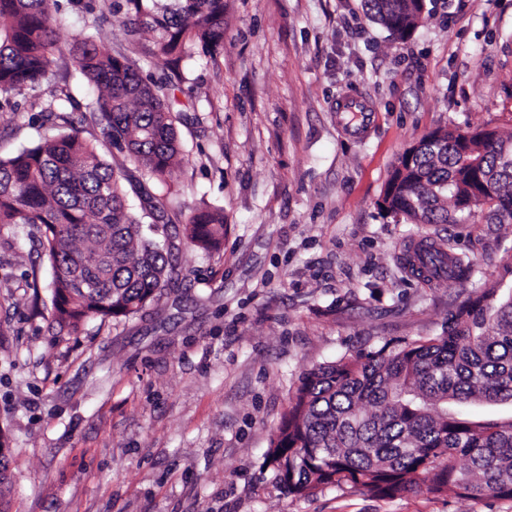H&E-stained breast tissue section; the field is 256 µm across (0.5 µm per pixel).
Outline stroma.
<instances>
[{
	"instance_id": "1",
	"label": "stroma",
	"mask_w": 512,
	"mask_h": 512,
	"mask_svg": "<svg viewBox=\"0 0 512 512\" xmlns=\"http://www.w3.org/2000/svg\"><path fill=\"white\" fill-rule=\"evenodd\" d=\"M96 0L99 33L159 73L134 15ZM409 39L364 0H224L215 57L187 46L183 160L152 191L172 224L224 211V245L181 246L142 311L54 320L37 241L0 224V512H512V500L350 484L296 497L264 463L312 366L440 335L474 291L512 290V224H407L379 201L399 156L448 128L512 129V0H426ZM0 112V158L54 128L40 101ZM471 276L402 268L422 238ZM35 272L38 289L20 279Z\"/></svg>"
}]
</instances>
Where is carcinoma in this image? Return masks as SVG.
I'll use <instances>...</instances> for the list:
<instances>
[{
	"label": "carcinoma",
	"instance_id": "carcinoma-1",
	"mask_svg": "<svg viewBox=\"0 0 512 512\" xmlns=\"http://www.w3.org/2000/svg\"><path fill=\"white\" fill-rule=\"evenodd\" d=\"M371 19L408 39L426 0H366ZM134 11L127 35L154 34L163 65L157 82L121 52L87 35L56 37L58 0H0V98L41 88L56 57L69 55L98 90L74 121L69 87H56L40 110L65 132L0 159V224L39 242L52 270V302L61 326L126 317L157 299L178 275L174 236L147 191L142 215L128 204L123 180L84 137L99 128L108 146L162 182L179 164L175 90L186 46L213 54L224 42V0H112ZM412 157H399L384 194L387 213L411 224H457L485 213L512 223V130L432 131ZM187 245L213 251L224 240V210L193 213L182 225ZM78 241L91 247L79 250ZM429 282L467 278L471 264L421 244L408 259ZM473 404L512 407V293L486 288L451 313L442 335L387 341L306 371L266 452L273 479L288 493L350 483L395 498L427 480L430 493L512 500V415L480 419Z\"/></svg>",
	"mask_w": 512,
	"mask_h": 512
}]
</instances>
